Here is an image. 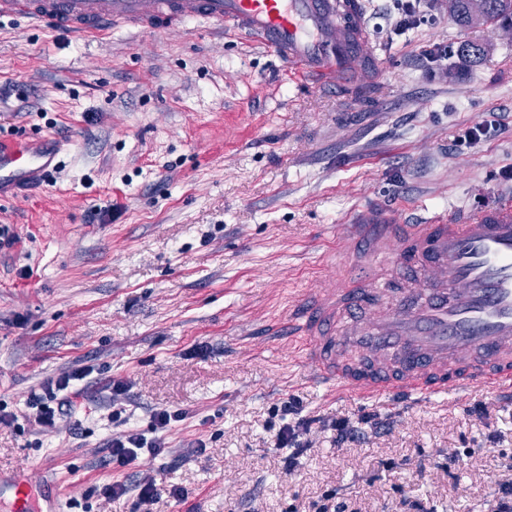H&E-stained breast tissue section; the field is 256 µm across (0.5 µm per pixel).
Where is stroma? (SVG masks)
Wrapping results in <instances>:
<instances>
[{"label": "stroma", "mask_w": 512, "mask_h": 512, "mask_svg": "<svg viewBox=\"0 0 512 512\" xmlns=\"http://www.w3.org/2000/svg\"><path fill=\"white\" fill-rule=\"evenodd\" d=\"M364 3L378 65L363 112L229 28L78 34L0 19V140L63 143L43 187L0 201L14 237L0 249V402L18 417L0 425V472L56 478L61 512H134L149 473L156 512H319L331 492L345 512H491L512 481V400L339 395L271 333L295 294L326 286L325 252L354 208L417 224L512 194V32L460 28L448 0H426L428 22L398 34L391 0ZM463 40L485 47L479 62L426 64ZM478 124L486 136L465 142ZM83 366L74 412L39 433L31 390ZM113 380L127 386L117 399ZM291 398L304 418L373 414L388 428L341 445L313 429L288 475L274 445ZM159 409L186 413L165 453L114 471L108 439L149 431ZM116 480L128 494L106 497Z\"/></svg>", "instance_id": "35a3bbf8"}]
</instances>
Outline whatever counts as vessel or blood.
Listing matches in <instances>:
<instances>
[{
	"label": "vessel or blood",
	"mask_w": 512,
	"mask_h": 512,
	"mask_svg": "<svg viewBox=\"0 0 512 512\" xmlns=\"http://www.w3.org/2000/svg\"><path fill=\"white\" fill-rule=\"evenodd\" d=\"M72 33L112 25L154 27L198 19L234 28L303 79L346 84L368 56L363 0H0ZM52 137L0 143V196L46 183L59 165ZM333 281L290 302L288 331L317 379L366 400L424 404L481 389L512 398V197L453 217L402 223L381 208L354 211L326 254ZM418 280L399 277V266ZM7 512H58L57 485L33 489L0 475Z\"/></svg>",
	"instance_id": "1"
}]
</instances>
